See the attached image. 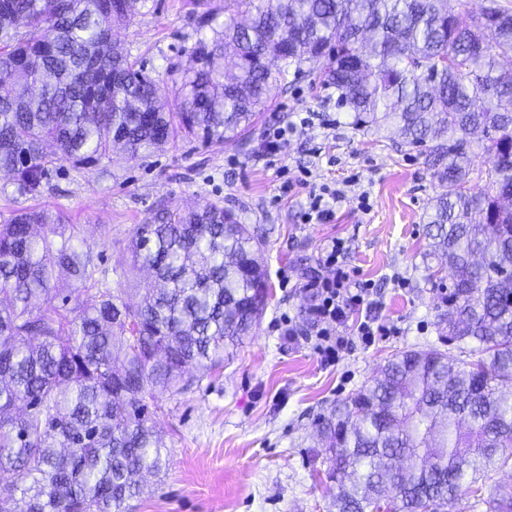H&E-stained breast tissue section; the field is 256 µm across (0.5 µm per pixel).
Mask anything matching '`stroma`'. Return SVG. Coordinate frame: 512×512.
<instances>
[{"label":"stroma","mask_w":512,"mask_h":512,"mask_svg":"<svg viewBox=\"0 0 512 512\" xmlns=\"http://www.w3.org/2000/svg\"><path fill=\"white\" fill-rule=\"evenodd\" d=\"M191 9V0H146L118 36L147 70L183 67L196 27ZM287 114L310 124L267 161L261 137ZM305 167L317 183L348 192L330 223H302L306 195L285 188ZM363 192L367 213L353 203ZM440 192L423 157L396 131L359 126L325 88L294 75L287 91L275 93L247 150L180 139L143 158L116 157L107 174L60 163L35 197L15 194L0 176V209L40 206L86 226L83 246L115 288L146 280L130 271L129 242L134 226L159 207L217 203L266 231L269 304L229 361L205 375L189 371L192 384L181 392L154 391L148 404L168 463L144 478L133 512H329L330 495L316 476L315 419L368 383L394 353L445 346L425 219ZM335 237L347 247L344 264L380 288L381 318L392 332L369 346L354 342L326 365L314 350L300 282Z\"/></svg>","instance_id":"1"}]
</instances>
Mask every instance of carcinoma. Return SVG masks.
I'll use <instances>...</instances> for the list:
<instances>
[{"label": "carcinoma", "instance_id": "carcinoma-1", "mask_svg": "<svg viewBox=\"0 0 512 512\" xmlns=\"http://www.w3.org/2000/svg\"><path fill=\"white\" fill-rule=\"evenodd\" d=\"M140 0H0V172L36 196L50 166H112L180 137L243 147L289 70L332 88L364 127L396 126L446 191L431 206L429 254L451 268L450 349L394 355L316 424L332 512H438L465 491L512 512V12L448 0H224L185 49L191 65L153 76L102 52ZM325 59L319 70L310 63ZM175 85L174 99L166 94ZM490 189L469 191L470 155ZM84 228L60 213L0 214V483L9 512H129L135 476L165 445L147 396L182 389L249 336L269 301L255 228L217 203L138 224L132 265L154 282L112 289ZM66 278L95 292L75 310Z\"/></svg>", "mask_w": 512, "mask_h": 512}]
</instances>
